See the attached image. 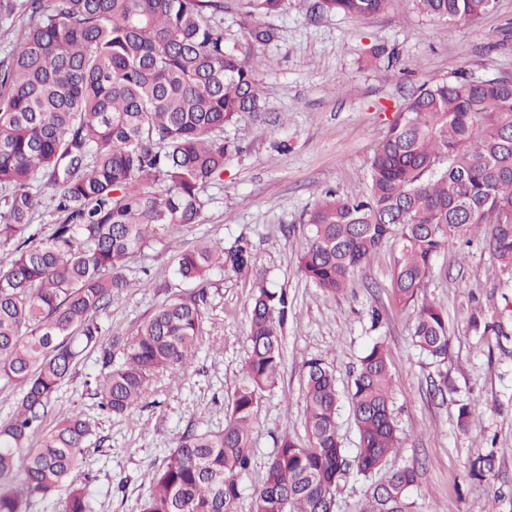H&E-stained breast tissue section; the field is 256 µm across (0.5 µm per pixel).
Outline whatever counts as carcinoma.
I'll list each match as a JSON object with an SVG mask.
<instances>
[{"label": "carcinoma", "instance_id": "cac0c4a2", "mask_svg": "<svg viewBox=\"0 0 512 512\" xmlns=\"http://www.w3.org/2000/svg\"><path fill=\"white\" fill-rule=\"evenodd\" d=\"M288 0H243L244 47L224 38V0H0V20L29 21L0 59V385L17 386L0 423V512H29L31 499L65 493V512H93L87 490L68 483L88 450L91 427L71 414L46 429L55 393L87 351L112 365V339L97 314L128 288L127 260L174 228L196 224L204 188L224 174L237 147L224 126L265 109L256 79L260 48L277 31L265 19ZM453 23L486 13L493 0H412ZM392 0H319L323 14L366 19ZM369 191H332L305 213L308 244L299 271L321 291L348 288L369 258L397 243L391 294L418 301L435 257L492 225L486 247L512 268V85L457 75L425 83L394 113L370 160ZM57 214L38 237L41 209ZM253 273L245 236L178 252L175 272L196 284L162 303L124 343L123 361L85 382L101 407L129 415L157 373L187 367L197 350L210 271ZM289 302L256 283L244 377L220 431L189 429L158 469L142 512H234L251 465L263 394L275 387ZM413 344L435 362L448 357V315L421 302ZM307 443L284 436L253 512H328L342 476L383 470L400 448L384 344L359 360L348 391L358 432L349 454L338 433L340 394L322 358L306 363ZM40 434L39 447H28ZM494 467L491 453L470 475ZM417 470H394L373 485L362 512H409Z\"/></svg>", "mask_w": 512, "mask_h": 512}]
</instances>
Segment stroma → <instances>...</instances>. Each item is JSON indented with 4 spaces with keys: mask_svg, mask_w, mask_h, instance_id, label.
<instances>
[{
    "mask_svg": "<svg viewBox=\"0 0 512 512\" xmlns=\"http://www.w3.org/2000/svg\"><path fill=\"white\" fill-rule=\"evenodd\" d=\"M316 0H288L271 17L277 39L263 50L269 66L257 79L265 109L247 112L224 129L239 147L222 180L208 185L199 223L153 241L128 261L125 296L99 321L127 340L168 297L192 293L174 272L176 248L227 243L247 235L254 266L267 287L285 289L291 311L284 332L281 377L264 394L252 433L251 469L235 512H252V492L282 436L308 440L303 375L313 357L333 368L347 391L363 351L384 341L393 382V416L402 440L390 468L415 467L411 512H512V270L485 248L480 234L441 254L423 294L448 313L450 348L434 365L412 345L416 307L391 296L398 246L388 243L345 291L323 293L298 270L307 244L305 212L328 190L347 196L368 188V159L397 105L421 84L466 72L479 78L512 76V0H494L476 20L449 24L392 0L366 20L315 16ZM384 46L373 59L370 47ZM253 280L213 269L202 339L192 363L153 377L132 416L116 417L88 391L104 375L98 352L87 353L57 391L58 415L81 414L92 428L89 450L71 476L85 487L93 512H141L146 476L161 466L178 438L198 427H224L227 404L243 377L249 349ZM490 326L474 331L472 317ZM472 412L458 425V407ZM491 452L495 466L471 478V461Z\"/></svg>",
    "mask_w": 512,
    "mask_h": 512,
    "instance_id": "1",
    "label": "stroma"
}]
</instances>
